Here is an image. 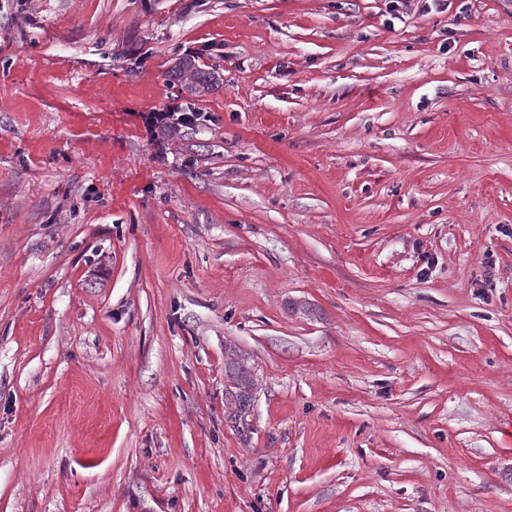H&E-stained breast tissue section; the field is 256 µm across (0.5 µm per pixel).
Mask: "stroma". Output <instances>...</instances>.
Returning <instances> with one entry per match:
<instances>
[{"label":"stroma","mask_w":512,"mask_h":512,"mask_svg":"<svg viewBox=\"0 0 512 512\" xmlns=\"http://www.w3.org/2000/svg\"><path fill=\"white\" fill-rule=\"evenodd\" d=\"M0 512H512V0H0ZM173 73V78L181 90L195 95H204L215 83L214 72L199 67L192 60L180 63ZM143 118L146 127L151 131L165 127H188L189 124L198 120V118L193 115V112H180L177 106H167L161 110L148 112ZM224 375L229 382L224 387V407L233 427L246 437L251 432L247 422L257 390L255 373L244 358L231 354L224 362Z\"/></svg>","instance_id":"stroma-1"}]
</instances>
